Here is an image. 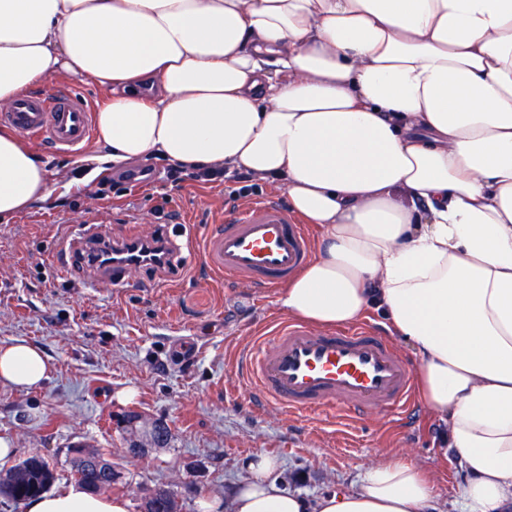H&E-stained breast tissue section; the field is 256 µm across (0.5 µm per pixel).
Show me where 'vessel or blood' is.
<instances>
[{
	"instance_id": "vessel-or-blood-1",
	"label": "vessel or blood",
	"mask_w": 512,
	"mask_h": 512,
	"mask_svg": "<svg viewBox=\"0 0 512 512\" xmlns=\"http://www.w3.org/2000/svg\"><path fill=\"white\" fill-rule=\"evenodd\" d=\"M86 97L54 82L0 110V123L53 150L75 151L93 135ZM153 237L113 239L98 232L94 245L77 254L100 269L113 286L153 265ZM205 267L225 281L275 288L312 256L311 237L280 199L238 202L225 209L202 245ZM238 368L250 398L285 413L334 409L352 420L373 412L399 414L411 403L412 372L393 343L370 326L316 331L283 322L245 354Z\"/></svg>"
}]
</instances>
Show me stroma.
<instances>
[{"mask_svg":"<svg viewBox=\"0 0 512 512\" xmlns=\"http://www.w3.org/2000/svg\"><path fill=\"white\" fill-rule=\"evenodd\" d=\"M100 149L95 140L78 152L34 146L53 192L0 222V343L26 340L54 366L37 390L0 383V437L13 448L0 471L41 455L59 492L74 482L73 447L86 444L111 451L122 473L114 492L130 512H140V492L158 485L180 512H197L199 498L231 489L257 454L278 459L283 487L313 498L356 488L360 470L387 453L421 465L436 485L438 512H453L465 472L443 454L445 427L424 406L402 425L383 413L361 422L290 416L245 396L237 362L285 314L277 289L225 287L202 262V239L234 182L175 183L169 163L153 157L134 164L152 171L142 182L108 167L79 171V160ZM100 219L116 237L165 227L177 273L139 270L121 288L93 287L77 269L61 274L56 254ZM180 336L200 343L187 363L173 357ZM127 410L166 420L169 447L145 460L125 456L115 418Z\"/></svg>","mask_w":512,"mask_h":512,"instance_id":"1","label":"stroma"}]
</instances>
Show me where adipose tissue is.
<instances>
[{
	"label": "adipose tissue",
	"mask_w": 512,
	"mask_h": 512,
	"mask_svg": "<svg viewBox=\"0 0 512 512\" xmlns=\"http://www.w3.org/2000/svg\"><path fill=\"white\" fill-rule=\"evenodd\" d=\"M58 74L102 90L99 162L160 156L283 185L319 232L277 302L310 325L377 314L466 479L459 512L512 503V0H0V108ZM0 128V219L48 196ZM53 366L0 345V382ZM259 455L200 512H433L434 482L388 454L351 491L284 490ZM26 512H129L73 486Z\"/></svg>",
	"instance_id": "obj_1"
}]
</instances>
